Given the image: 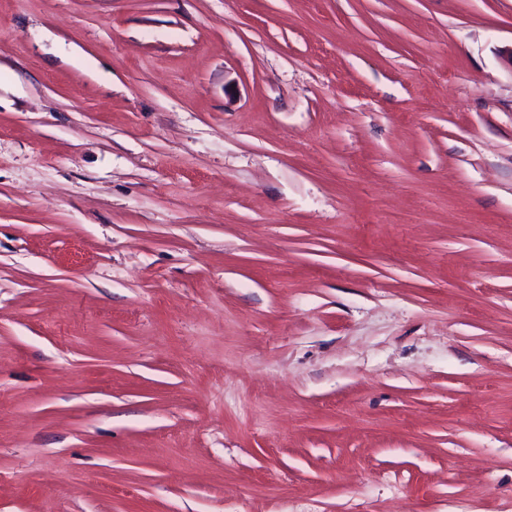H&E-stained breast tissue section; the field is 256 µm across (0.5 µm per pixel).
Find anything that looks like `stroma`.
<instances>
[{"label": "stroma", "mask_w": 512, "mask_h": 512, "mask_svg": "<svg viewBox=\"0 0 512 512\" xmlns=\"http://www.w3.org/2000/svg\"><path fill=\"white\" fill-rule=\"evenodd\" d=\"M512 0H0V512H512Z\"/></svg>", "instance_id": "35a3bbf8"}]
</instances>
